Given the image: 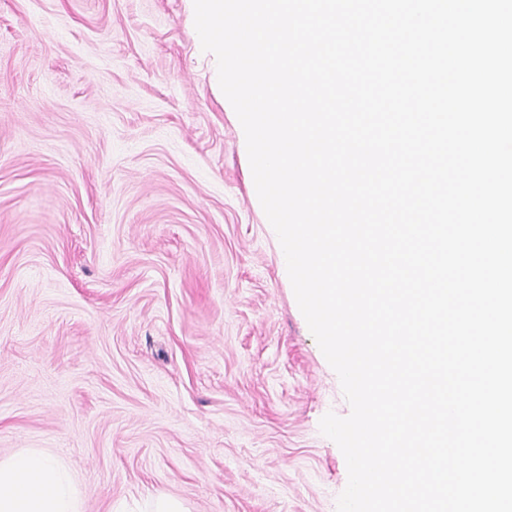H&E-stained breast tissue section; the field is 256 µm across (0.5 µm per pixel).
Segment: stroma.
Returning a JSON list of instances; mask_svg holds the SVG:
<instances>
[{"label":"stroma","instance_id":"stroma-1","mask_svg":"<svg viewBox=\"0 0 512 512\" xmlns=\"http://www.w3.org/2000/svg\"><path fill=\"white\" fill-rule=\"evenodd\" d=\"M192 0H0V457L84 512H337L347 416Z\"/></svg>","mask_w":512,"mask_h":512}]
</instances>
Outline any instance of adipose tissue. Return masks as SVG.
I'll return each mask as SVG.
<instances>
[{
	"instance_id": "adipose-tissue-1",
	"label": "adipose tissue",
	"mask_w": 512,
	"mask_h": 512,
	"mask_svg": "<svg viewBox=\"0 0 512 512\" xmlns=\"http://www.w3.org/2000/svg\"><path fill=\"white\" fill-rule=\"evenodd\" d=\"M0 512H83V501L65 464L28 448L0 459Z\"/></svg>"
}]
</instances>
